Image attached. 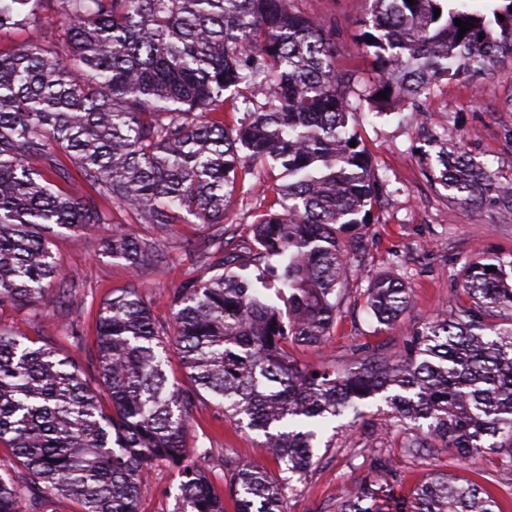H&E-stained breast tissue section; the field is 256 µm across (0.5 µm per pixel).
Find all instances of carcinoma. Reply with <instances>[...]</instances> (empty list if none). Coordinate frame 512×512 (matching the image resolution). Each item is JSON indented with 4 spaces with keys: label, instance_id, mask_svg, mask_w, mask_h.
<instances>
[{
    "label": "carcinoma",
    "instance_id": "carcinoma-1",
    "mask_svg": "<svg viewBox=\"0 0 512 512\" xmlns=\"http://www.w3.org/2000/svg\"><path fill=\"white\" fill-rule=\"evenodd\" d=\"M293 2L0 0V31L30 32L0 51V307L40 302L65 280L49 235L78 237L106 223L101 197L132 209L139 224H169L178 207L214 227L247 176L277 165L285 174L280 184L251 186L273 200L243 250L207 257L212 275L182 282L173 324L136 288L103 304L93 377L62 350L0 330V446L25 470L20 483L0 475V512H44L53 495L77 499L81 512H138L158 459L178 467L176 512H224L202 464L208 452L186 448L189 409L206 395L262 433L286 473L233 468L235 512H285L287 485L308 473L321 426L377 396L403 447L448 448L459 461L496 454L512 467V282L501 268L465 266L462 307L411 329L394 354L357 348L338 374L288 353L292 342L330 336L353 260L344 234L370 223L381 197L350 131L360 106L336 71L332 34ZM501 2L488 14L474 0H374L361 42L373 50L379 85L364 100L382 108L394 96L415 99L512 55V0ZM472 17L475 27L458 39L454 20ZM257 80L266 101L227 126L225 101ZM61 155L97 194L54 192L47 173L70 176ZM439 164L432 179L449 200L512 215V179L462 155L444 153ZM106 249L134 270L157 255L156 242L132 228L113 232ZM271 257L278 264L266 263ZM252 263L284 307L233 271ZM366 294L368 311L388 326L411 303L392 277ZM172 348L194 387L169 382ZM377 465L389 482H361L336 512H384L400 472L391 455L379 454ZM393 505L498 512L484 487L448 470Z\"/></svg>",
    "mask_w": 512,
    "mask_h": 512
}]
</instances>
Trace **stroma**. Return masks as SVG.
Here are the masks:
<instances>
[{
    "mask_svg": "<svg viewBox=\"0 0 512 512\" xmlns=\"http://www.w3.org/2000/svg\"><path fill=\"white\" fill-rule=\"evenodd\" d=\"M295 9L313 16L332 30L336 67L362 93L373 86L377 71L360 42L370 17L372 0H294ZM512 98V57L503 56L472 82L444 80L413 101H392L383 111L363 109L357 132L369 152L373 175L382 187L373 221L356 235L352 273L342 290L336 326L321 346L292 345L289 353L310 367L344 369L356 346H377L388 352L404 347L407 329L421 326L456 310L463 303L462 268L471 261L495 263L512 270V216L493 208L469 209L449 201L446 191L429 176L440 149L463 153L483 162L506 178L512 177V112L503 104ZM259 194H243L224 213L230 247L249 234L262 211ZM108 223L98 225L81 241L54 238L52 250L74 289L64 305H57V288H50L38 304L0 307V328L62 348L82 370H91L96 340V317L102 302L129 286L142 292L153 315L167 320L174 310V294L189 274L205 272L202 255L216 251V229L180 214L173 224L157 229L137 224L126 207L108 206ZM136 224L140 234L158 243V258L139 271L125 261L105 255L103 242L115 226ZM401 280L412 296L410 309L398 325L377 323L366 309V290L382 276ZM79 325L81 340L66 336L63 325ZM361 417L341 416V429L325 425L319 451L306 477L292 481L285 492V512H334L365 479L383 474L375 464L374 448L387 443L400 463L401 477L393 484V499L408 496L414 484L437 469L465 479L481 480L500 505L512 512V470H501L498 458L488 455L478 465H459L445 448L414 455L402 439L385 435L388 408L382 399L362 402ZM188 447L208 451L206 473L217 488H225V462L233 466L264 464L271 475L279 468L271 449L246 424L226 418L222 408L202 401L193 409ZM180 477L167 462L151 466V488L139 502V512H174Z\"/></svg>",
    "mask_w": 512,
    "mask_h": 512,
    "instance_id": "35a3bbf8",
    "label": "stroma"
}]
</instances>
